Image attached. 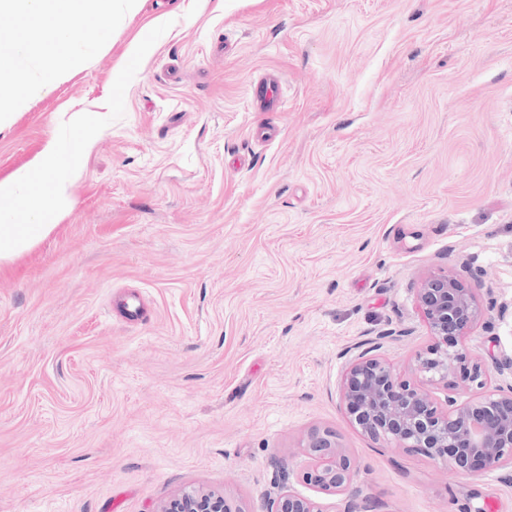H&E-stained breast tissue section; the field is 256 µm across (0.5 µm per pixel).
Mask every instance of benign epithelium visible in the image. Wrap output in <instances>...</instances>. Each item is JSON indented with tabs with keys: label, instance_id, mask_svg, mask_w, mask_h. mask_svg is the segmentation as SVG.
I'll return each mask as SVG.
<instances>
[{
	"label": "benign epithelium",
	"instance_id": "obj_1",
	"mask_svg": "<svg viewBox=\"0 0 512 512\" xmlns=\"http://www.w3.org/2000/svg\"><path fill=\"white\" fill-rule=\"evenodd\" d=\"M417 306L428 324L433 343L416 355L414 381L399 376L378 354L380 342L360 352L348 363L340 400L352 423L375 441L393 443L465 475L512 466V385L490 387L489 371L512 372V359L488 364L470 357L462 340L482 314L475 289L446 274L423 280L416 293ZM475 385L480 396L459 403L450 395L439 399L433 387L453 390ZM304 448L311 465L304 482L326 493L348 494L345 512H357L354 487L358 466L336 445L334 432L313 430ZM158 512H233L224 496L196 488ZM262 512H323L320 505L292 490L268 499Z\"/></svg>",
	"mask_w": 512,
	"mask_h": 512
}]
</instances>
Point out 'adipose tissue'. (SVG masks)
Here are the masks:
<instances>
[{
    "instance_id": "obj_1",
    "label": "adipose tissue",
    "mask_w": 512,
    "mask_h": 512,
    "mask_svg": "<svg viewBox=\"0 0 512 512\" xmlns=\"http://www.w3.org/2000/svg\"><path fill=\"white\" fill-rule=\"evenodd\" d=\"M16 13L14 27L0 30V128L11 124L26 97L46 89L92 54L76 32L93 23L105 41L112 21V0H0V11ZM87 137L49 138L30 164L0 181V266L29 252L56 225L69 203L74 158L88 150ZM24 222H16V214Z\"/></svg>"
}]
</instances>
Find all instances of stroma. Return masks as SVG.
<instances>
[{
    "label": "stroma",
    "instance_id": "1",
    "mask_svg": "<svg viewBox=\"0 0 512 512\" xmlns=\"http://www.w3.org/2000/svg\"><path fill=\"white\" fill-rule=\"evenodd\" d=\"M79 36L89 60L0 130V180L93 140L0 269V512H158L191 486L259 512L285 485L343 512L302 479L315 429L369 512H512V468L373 441L339 397L370 340L399 331L400 375L430 344L431 274L476 288L470 351L512 358V0H140ZM282 81L275 72L264 73L257 81L251 84L250 94L252 102L261 109H269L280 102Z\"/></svg>",
    "mask_w": 512,
    "mask_h": 512
}]
</instances>
